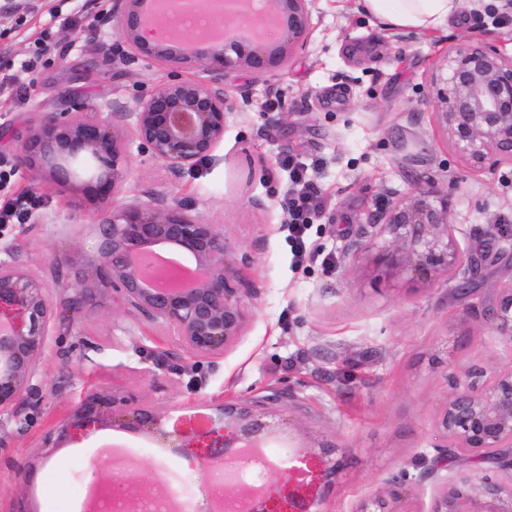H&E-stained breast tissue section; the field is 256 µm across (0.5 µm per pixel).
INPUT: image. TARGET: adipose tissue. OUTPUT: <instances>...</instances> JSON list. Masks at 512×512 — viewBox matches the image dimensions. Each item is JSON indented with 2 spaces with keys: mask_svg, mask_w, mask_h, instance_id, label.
<instances>
[{
  "mask_svg": "<svg viewBox=\"0 0 512 512\" xmlns=\"http://www.w3.org/2000/svg\"><path fill=\"white\" fill-rule=\"evenodd\" d=\"M363 10L380 25L402 31L425 32L457 19L463 0H361Z\"/></svg>",
  "mask_w": 512,
  "mask_h": 512,
  "instance_id": "1",
  "label": "adipose tissue"
}]
</instances>
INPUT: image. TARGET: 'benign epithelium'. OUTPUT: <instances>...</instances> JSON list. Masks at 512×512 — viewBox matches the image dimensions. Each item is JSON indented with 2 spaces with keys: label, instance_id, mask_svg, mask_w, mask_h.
<instances>
[{
  "label": "benign epithelium",
  "instance_id": "1",
  "mask_svg": "<svg viewBox=\"0 0 512 512\" xmlns=\"http://www.w3.org/2000/svg\"><path fill=\"white\" fill-rule=\"evenodd\" d=\"M150 0H112V20L123 52L145 57L174 73V78L133 106L116 105L117 123L78 100L74 111L46 113L24 146L29 168L45 172L61 189L79 187L101 212L94 237L75 235L54 263L70 277L75 296L58 304L50 288L14 259H0V416L14 412L31 391L51 327L63 314L98 305L104 294L133 307L166 329L191 352L219 357L241 336L248 318L249 289L241 287L234 263L235 243L216 224L161 204H114V194L130 173V145L172 171L192 168L212 156L224 140L226 119L237 100L225 87L234 71L258 77L281 71L305 51L314 30L317 0H224L228 22L221 34H202L191 49L178 37L171 14L164 35L151 38ZM276 31L270 38L266 29ZM434 123L446 143L471 169L494 171L512 163V57L480 40L459 44L446 53L431 76ZM92 165L90 178L76 185L74 165ZM452 199L435 180L417 184L397 196L374 222L379 241L368 247L376 265L405 271L423 284L444 279L468 293L467 273L476 258L462 247L449 222ZM159 245L177 247L197 265L191 288H165L147 275L148 257ZM96 262L84 263L88 253ZM493 332L512 347V283L501 289L492 308ZM452 392L438 413L436 429L443 443L434 446L438 465L460 453L495 465L499 475L474 481L449 477L432 494L428 512H512V365L488 373L477 367L450 375ZM265 401L230 400L211 408L203 425L177 427L174 410L158 411L132 399L99 392L86 394L56 428L57 438L44 447L91 433L106 424L153 434L179 449L188 466L203 479L228 459H261L240 448H263L272 432ZM333 446L306 447L274 468L275 477L258 475L251 483L240 471L225 474L241 512H314L322 489L335 474ZM111 475L95 489L103 498L124 496V473L108 463ZM352 512H421L409 476L389 479L358 500Z\"/></svg>",
  "mask_w": 512,
  "mask_h": 512
}]
</instances>
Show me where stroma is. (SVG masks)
<instances>
[{
	"label": "stroma",
	"mask_w": 512,
	"mask_h": 512,
	"mask_svg": "<svg viewBox=\"0 0 512 512\" xmlns=\"http://www.w3.org/2000/svg\"><path fill=\"white\" fill-rule=\"evenodd\" d=\"M111 9L112 0H0V168L11 173L8 194L34 200L20 221L0 224V256L12 254L38 273L55 299L60 273L52 258L74 234H90L97 213L22 165L30 129L43 113L70 111L74 100L108 112L168 79L151 62L123 56ZM313 25L308 48L288 70L228 75L238 108L212 157L172 172L131 147L130 175L115 197L120 205L155 202L223 225L253 291L242 335L224 355L207 358L108 298L72 315L69 329L47 340L35 394L0 425V512H60L88 492L106 436L120 438V451L134 460L130 484L150 488L164 478L167 493L198 512L205 496L198 475L153 435L108 424L43 451L45 436L90 391L202 413L222 396L291 394L284 413L292 425L277 430L265 456L277 462L297 445L335 446L338 470L319 512H352L359 498L404 471L427 512L434 486L447 476H482L466 457H449L447 471L434 476L414 459L435 455L447 373L512 363L489 316L512 282V253L497 231L503 217L512 231V163L483 173L461 161L434 125L428 86L443 51L464 40L480 38L512 56V0H466L460 23L420 33L380 27L360 0H318ZM44 30L55 50L28 91L19 85L18 63ZM348 42L360 43L369 59L346 60ZM289 158L302 163L325 199L298 265L285 208ZM430 178L447 185L450 221L479 257L466 297L365 257L388 202ZM51 459L65 481L48 498Z\"/></svg>",
	"instance_id": "1"
}]
</instances>
